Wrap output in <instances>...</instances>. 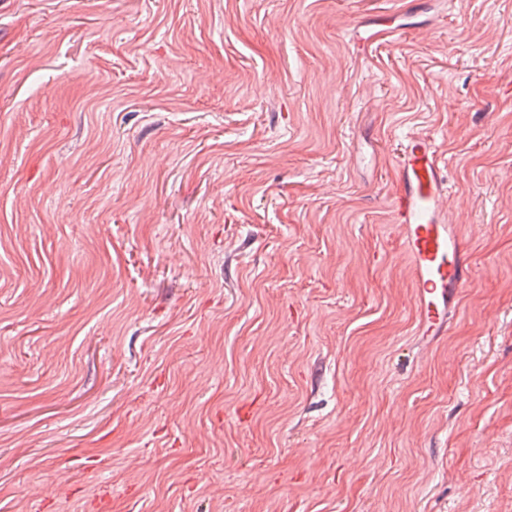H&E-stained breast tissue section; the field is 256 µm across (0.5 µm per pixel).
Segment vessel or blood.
I'll use <instances>...</instances> for the list:
<instances>
[{
    "instance_id": "vessel-or-blood-1",
    "label": "vessel or blood",
    "mask_w": 512,
    "mask_h": 512,
    "mask_svg": "<svg viewBox=\"0 0 512 512\" xmlns=\"http://www.w3.org/2000/svg\"><path fill=\"white\" fill-rule=\"evenodd\" d=\"M445 161L433 139L409 138L400 149L391 206L410 259L422 335L441 336L471 282L462 241L445 203Z\"/></svg>"
}]
</instances>
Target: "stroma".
Instances as JSON below:
<instances>
[{
	"mask_svg": "<svg viewBox=\"0 0 512 512\" xmlns=\"http://www.w3.org/2000/svg\"><path fill=\"white\" fill-rule=\"evenodd\" d=\"M0 512H512V0H0ZM445 161L435 141L415 136L400 148L391 206L410 259L422 336H442L471 283L462 241L445 203Z\"/></svg>",
	"mask_w": 512,
	"mask_h": 512,
	"instance_id": "1",
	"label": "stroma"
}]
</instances>
